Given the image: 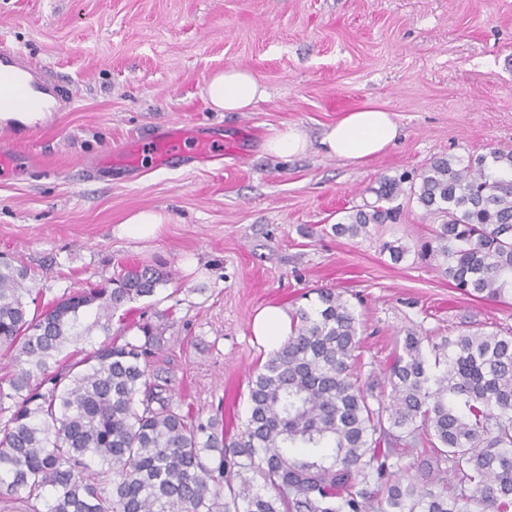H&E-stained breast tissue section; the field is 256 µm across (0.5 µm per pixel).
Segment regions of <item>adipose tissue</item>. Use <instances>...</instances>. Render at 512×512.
I'll use <instances>...</instances> for the list:
<instances>
[{
  "instance_id": "obj_1",
  "label": "adipose tissue",
  "mask_w": 512,
  "mask_h": 512,
  "mask_svg": "<svg viewBox=\"0 0 512 512\" xmlns=\"http://www.w3.org/2000/svg\"><path fill=\"white\" fill-rule=\"evenodd\" d=\"M266 95V89L251 71L241 67L225 68L206 87V103L216 112L250 111ZM398 134L392 113L366 106L345 113L328 125L320 144L328 156L362 163L384 151Z\"/></svg>"
}]
</instances>
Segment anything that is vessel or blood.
Listing matches in <instances>:
<instances>
[{
  "label": "vessel or blood",
  "mask_w": 512,
  "mask_h": 512,
  "mask_svg": "<svg viewBox=\"0 0 512 512\" xmlns=\"http://www.w3.org/2000/svg\"><path fill=\"white\" fill-rule=\"evenodd\" d=\"M68 95L64 82L34 66L12 43L0 38V112H38ZM190 136V130L172 123L154 141L157 164L187 152L200 159L212 158V141L200 140L190 147L186 144Z\"/></svg>",
  "instance_id": "b4317fda"
}]
</instances>
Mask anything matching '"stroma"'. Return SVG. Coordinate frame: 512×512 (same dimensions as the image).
Returning <instances> with one entry per match:
<instances>
[{
	"label": "stroma",
	"instance_id": "stroma-1",
	"mask_svg": "<svg viewBox=\"0 0 512 512\" xmlns=\"http://www.w3.org/2000/svg\"><path fill=\"white\" fill-rule=\"evenodd\" d=\"M52 69L69 99L34 129L0 125L16 166L0 173V254L31 270L48 302L147 263L172 279L136 303L164 329L155 367L175 402L246 420L250 371L270 352L253 334L261 309L343 294L359 323L363 381L379 390L396 341L512 331V304L477 301L417 257L434 220L400 196L393 224L351 239L331 226L376 199L382 177L433 159L512 151V0H0V36ZM248 68L269 96L249 112H213L210 77ZM377 105L400 128L364 163L326 156L327 125ZM217 135L221 159L159 167L153 135L173 121ZM309 139L283 161L263 150L287 127ZM133 140L138 164L92 173V158ZM36 155L28 163L27 155ZM166 213L142 238L125 220ZM411 254L393 263L383 242Z\"/></svg>",
	"mask_w": 512,
	"mask_h": 512
}]
</instances>
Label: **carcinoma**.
Segmentation results:
<instances>
[{
	"mask_svg": "<svg viewBox=\"0 0 512 512\" xmlns=\"http://www.w3.org/2000/svg\"><path fill=\"white\" fill-rule=\"evenodd\" d=\"M502 166L512 169V151L438 158L411 179H384L368 210L332 230L366 234L406 195L440 219L417 254L463 294L501 302L512 296V176ZM28 279L0 259V352L15 366L0 382V500L14 512H512V334L427 347L408 332L375 395L356 372L350 305L318 289L253 369L245 426L231 436L223 420L203 422L166 395L149 364L159 326L63 355L84 315L127 314L171 274L126 267L32 310ZM406 439L433 448L438 474L450 466L453 492L404 474Z\"/></svg>",
	"mask_w": 512,
	"mask_h": 512,
	"instance_id": "carcinoma-1",
	"label": "carcinoma"
}]
</instances>
